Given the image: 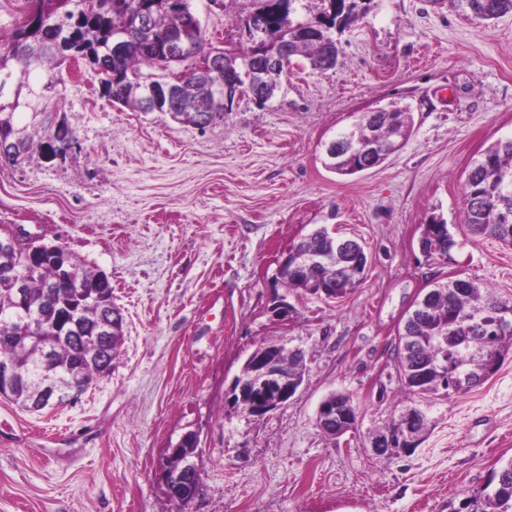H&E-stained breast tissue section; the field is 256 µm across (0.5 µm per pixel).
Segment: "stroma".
<instances>
[{
  "mask_svg": "<svg viewBox=\"0 0 512 512\" xmlns=\"http://www.w3.org/2000/svg\"><path fill=\"white\" fill-rule=\"evenodd\" d=\"M336 31L335 68L293 62L276 96L234 102L206 128L102 98L93 73L62 65L48 115L77 147L32 148L0 165V225L46 231L112 281L124 338L110 376L78 402L29 412L0 397V512H475L512 458V353L484 384L407 398L397 329L425 286L470 278L512 300V248L464 223L470 162L512 136V13L482 22L430 0H358ZM206 39L237 50L256 0H192ZM414 116L401 150L352 176L324 144L360 112ZM438 215L458 245L421 252ZM358 240L362 284L325 300L276 282L282 254L320 226ZM288 320L271 312L277 299ZM305 353L302 385L262 416L232 401L257 347ZM350 395L354 429L317 426L321 402ZM428 417L411 452L375 454L408 406ZM197 434L202 495L185 507L159 477L168 448Z\"/></svg>",
  "mask_w": 512,
  "mask_h": 512,
  "instance_id": "1",
  "label": "stroma"
}]
</instances>
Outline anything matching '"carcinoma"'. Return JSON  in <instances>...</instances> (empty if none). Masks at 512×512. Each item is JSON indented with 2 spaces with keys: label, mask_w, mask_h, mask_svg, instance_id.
Returning a JSON list of instances; mask_svg holds the SVG:
<instances>
[{
  "label": "carcinoma",
  "mask_w": 512,
  "mask_h": 512,
  "mask_svg": "<svg viewBox=\"0 0 512 512\" xmlns=\"http://www.w3.org/2000/svg\"><path fill=\"white\" fill-rule=\"evenodd\" d=\"M284 5L265 0L255 13L235 21L246 33V47L235 53L232 64L245 72L248 63L260 52L273 54L283 41L292 52L289 59L302 57L313 71L336 66V40L333 32L356 20V0H319L316 20L299 15L306 0H282ZM453 6L490 21L512 12V0H450ZM22 26L0 34V136L22 140L23 152L33 145L27 128L16 127L14 116L21 106L30 110L34 122L46 113L50 101L45 91L56 86L51 70L66 60H85L92 68L99 63L111 66L113 80L100 91L114 104L132 110L172 113L179 122L205 128L233 106L234 99L214 95L207 86L214 77L188 67L174 75L179 98H161L158 108L148 107L151 90L161 81L142 80L141 67L164 71L197 57L224 56V49L207 46L202 27L189 25L194 14L192 0H23ZM141 15L146 28L160 45L173 32L181 34L186 53L168 57L164 49L142 47L143 30L136 24ZM123 37L132 50L114 61L109 56L112 39ZM389 112H362L352 129L353 136L373 146L368 153L326 156L325 166L340 174L353 175L382 164L398 149L393 138L404 139L412 132L413 114L397 104ZM57 144L63 151L77 144L68 125L54 127L46 144ZM466 226L473 238H494L512 246V139H500L474 160L464 184ZM422 241L430 259H440L456 244L448 224L432 216L424 224ZM299 248L313 255L316 265L300 278L284 277L281 284L304 294L317 295L318 276L330 269L340 270L336 295L343 297L362 283L355 255L339 248V240L320 228L299 242ZM79 288L56 285L58 268L54 264L25 266L18 255L0 253V361L10 362L17 373L12 399L28 407L39 382L62 379L83 385L112 370L120 340H114L106 357L88 360L82 355L84 344L92 338L93 327L101 321L116 324L123 334V315L112 305V290L97 284L98 273L76 263ZM27 280L26 301L18 303L19 277ZM425 306H416L398 330L395 346L397 372L408 393L426 395L439 390L452 396L470 391L487 381L512 352V323L502 325L505 315L512 318V301L502 300L485 286L465 278H449L430 289ZM71 308L79 328L67 335L53 334L51 323L58 308ZM280 362L299 379L305 375L302 352L278 350ZM491 490L485 495L481 512H512V459L493 472Z\"/></svg>",
  "instance_id": "1"
}]
</instances>
